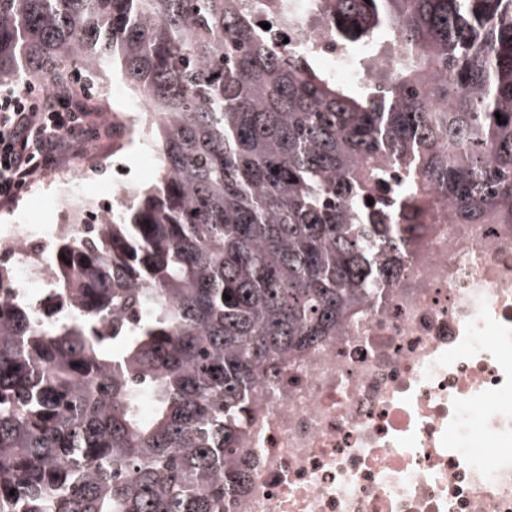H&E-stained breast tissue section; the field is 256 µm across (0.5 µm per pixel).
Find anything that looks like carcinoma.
Instances as JSON below:
<instances>
[{
  "label": "carcinoma",
  "instance_id": "1",
  "mask_svg": "<svg viewBox=\"0 0 512 512\" xmlns=\"http://www.w3.org/2000/svg\"><path fill=\"white\" fill-rule=\"evenodd\" d=\"M327 2L370 78L273 40L262 0H0V83L119 69L159 167L57 246L69 317L0 304V512H225L260 377L403 271L389 170L410 221L512 223V0ZM316 3L282 0L280 25Z\"/></svg>",
  "mask_w": 512,
  "mask_h": 512
}]
</instances>
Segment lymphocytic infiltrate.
Here are the masks:
<instances>
[{
  "instance_id": "f902f5d3",
  "label": "lymphocytic infiltrate",
  "mask_w": 512,
  "mask_h": 512,
  "mask_svg": "<svg viewBox=\"0 0 512 512\" xmlns=\"http://www.w3.org/2000/svg\"><path fill=\"white\" fill-rule=\"evenodd\" d=\"M87 114L36 100L30 88L0 91V204L44 176L62 154L84 150Z\"/></svg>"
}]
</instances>
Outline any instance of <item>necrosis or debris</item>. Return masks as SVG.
<instances>
[{"label": "necrosis or debris", "mask_w": 512, "mask_h": 512, "mask_svg": "<svg viewBox=\"0 0 512 512\" xmlns=\"http://www.w3.org/2000/svg\"><path fill=\"white\" fill-rule=\"evenodd\" d=\"M286 36L350 76L323 14ZM90 230L1 227L0 301L48 309L49 240ZM410 254L363 315L260 384L236 443L253 476L225 512H512V224L443 210L420 219Z\"/></svg>", "instance_id": "necrosis-or-debris-1"}]
</instances>
